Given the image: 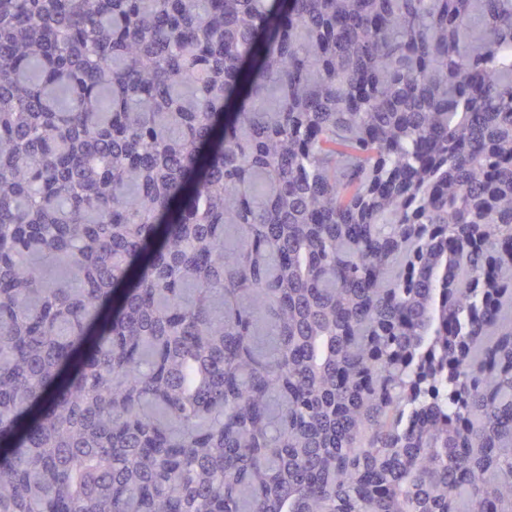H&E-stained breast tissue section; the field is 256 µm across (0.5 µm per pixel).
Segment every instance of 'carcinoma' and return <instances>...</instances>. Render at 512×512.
<instances>
[{
	"label": "carcinoma",
	"mask_w": 512,
	"mask_h": 512,
	"mask_svg": "<svg viewBox=\"0 0 512 512\" xmlns=\"http://www.w3.org/2000/svg\"><path fill=\"white\" fill-rule=\"evenodd\" d=\"M512 0H0V512H512Z\"/></svg>",
	"instance_id": "obj_1"
}]
</instances>
